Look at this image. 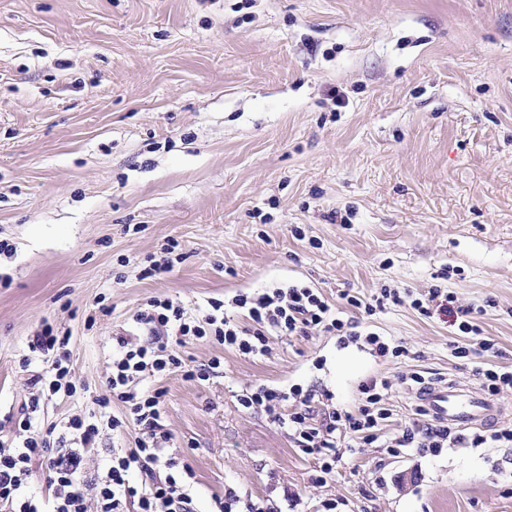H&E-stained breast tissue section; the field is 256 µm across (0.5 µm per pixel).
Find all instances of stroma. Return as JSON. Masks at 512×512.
Masks as SVG:
<instances>
[{"instance_id":"35a3bbf8","label":"stroma","mask_w":512,"mask_h":512,"mask_svg":"<svg viewBox=\"0 0 512 512\" xmlns=\"http://www.w3.org/2000/svg\"><path fill=\"white\" fill-rule=\"evenodd\" d=\"M0 440L28 400L19 360L42 321L71 333L72 397L40 412H93L112 339H142L152 297L194 314L285 284L409 348L396 362L321 331L221 358L207 381L166 377L162 423L192 466L197 512L225 487L288 512H512V446L438 454L369 445L314 485L287 430L238 404L242 389L294 383L359 403L392 384L390 437L420 420L424 379L477 385L455 357L452 317L410 304H346L433 286L471 309L512 367V0H0ZM184 259L140 270L167 240ZM105 301L96 328L84 318Z\"/></svg>"}]
</instances>
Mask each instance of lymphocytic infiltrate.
Listing matches in <instances>:
<instances>
[{
	"label": "lymphocytic infiltrate",
	"mask_w": 512,
	"mask_h": 512,
	"mask_svg": "<svg viewBox=\"0 0 512 512\" xmlns=\"http://www.w3.org/2000/svg\"><path fill=\"white\" fill-rule=\"evenodd\" d=\"M411 306L424 315L435 307L458 317V329L470 341L455 347V356L474 361L473 372L488 394L512 391L511 368L480 363L482 353L493 350L494 345L477 339L478 329L468 310L456 306L454 296L433 288L426 299H413ZM231 307L246 312L248 324L228 315ZM135 321L147 338L135 343L125 336L113 337L112 370L106 379V394L95 399L97 413L72 416L58 434L39 425L35 414L41 404L56 395L72 396L77 392L69 370L71 334L49 324L34 333L28 348L46 355L48 361L28 379L29 400L15 423L19 444L0 443V504L11 507L12 512H196L195 472L171 452V435L161 422L166 390L158 384L150 391L140 387L145 379L157 382L176 372L189 381H206L219 374L220 358L194 367L179 355L181 346L206 341L245 356H258L268 353L270 335L305 336L319 330L363 342L380 357L409 354L405 346L370 331L361 321L333 311L318 289L299 284L239 294L228 303L214 299L199 315L187 312L172 298H154L137 313ZM390 388V381L385 379L364 381L359 405L352 412L336 408L332 394L318 396L313 389L298 384L253 385L239 395L238 403L243 409L262 411L270 421L288 429L296 448L317 460L313 477L317 485L325 484L335 474L343 459L337 440L345 434L351 436L356 447L381 440L397 454L411 448L437 453L463 443L471 448L489 441L512 445V429L464 438L446 425L429 422L381 439L380 427L392 413ZM116 402L125 407V417L111 414ZM129 422L138 428L134 447L114 449L104 465H92L88 451L96 447L101 434L121 431ZM135 471L140 473V480H132ZM38 472L46 484L42 501L27 495Z\"/></svg>",
	"instance_id": "f902f5d3"
}]
</instances>
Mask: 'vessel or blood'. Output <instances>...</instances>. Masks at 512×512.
Returning a JSON list of instances; mask_svg holds the SVG:
<instances>
[{
  "label": "vessel or blood",
  "mask_w": 512,
  "mask_h": 512,
  "mask_svg": "<svg viewBox=\"0 0 512 512\" xmlns=\"http://www.w3.org/2000/svg\"><path fill=\"white\" fill-rule=\"evenodd\" d=\"M418 399L434 420L459 430L493 423L497 416L496 408L476 388L454 382L427 385Z\"/></svg>",
  "instance_id": "obj_1"
}]
</instances>
